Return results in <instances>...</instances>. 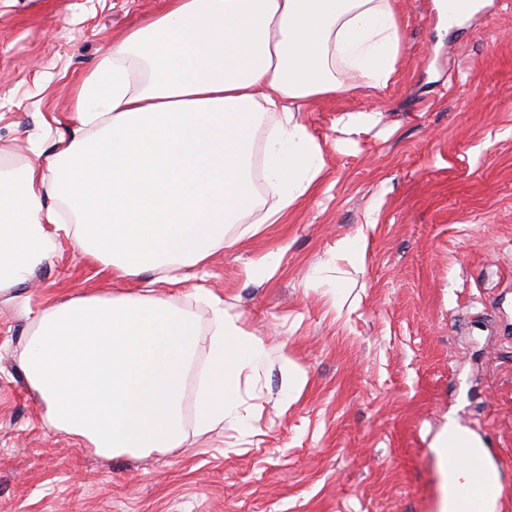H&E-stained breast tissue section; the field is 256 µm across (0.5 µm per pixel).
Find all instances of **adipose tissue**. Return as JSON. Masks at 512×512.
<instances>
[{"instance_id": "ef3b65f1", "label": "adipose tissue", "mask_w": 512, "mask_h": 512, "mask_svg": "<svg viewBox=\"0 0 512 512\" xmlns=\"http://www.w3.org/2000/svg\"><path fill=\"white\" fill-rule=\"evenodd\" d=\"M402 33L392 0H167L112 45L80 84L77 129L54 153L0 170V288L74 240L120 276L185 281L256 209L258 233L317 186L323 147L297 114L342 90L398 76ZM277 122L262 129L266 113ZM273 198L253 182L257 130ZM191 316L150 293L74 297L39 314L24 371L47 422L96 453L170 452L183 440ZM264 353L214 307L195 424H243L241 378Z\"/></svg>"}]
</instances>
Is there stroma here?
<instances>
[{"label": "stroma", "mask_w": 512, "mask_h": 512, "mask_svg": "<svg viewBox=\"0 0 512 512\" xmlns=\"http://www.w3.org/2000/svg\"><path fill=\"white\" fill-rule=\"evenodd\" d=\"M165 0H0V169L52 152L76 88L112 41ZM395 84L348 89L298 115L324 148L317 190L278 224L153 284L116 277L71 239L0 290V512H441L434 450L449 423L490 441L512 501V0L447 26L433 0H395ZM380 121L345 138L348 111ZM366 235L358 265L339 240ZM270 260L268 276L256 274ZM153 288L211 341L204 293L264 355L241 393L248 426L200 432L184 401L175 452L97 454L53 429L23 359L36 314ZM307 375L282 404L284 361Z\"/></svg>", "instance_id": "35a3bbf8"}]
</instances>
